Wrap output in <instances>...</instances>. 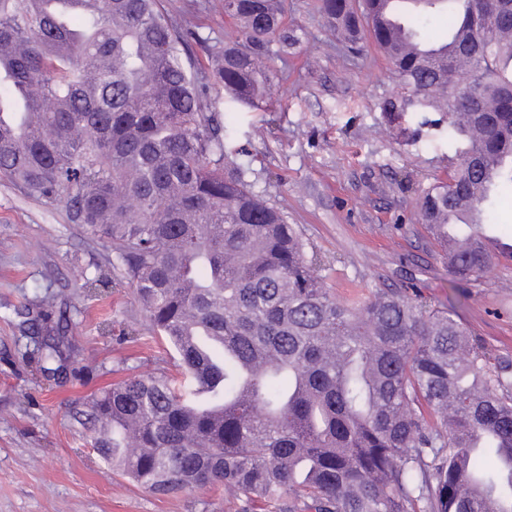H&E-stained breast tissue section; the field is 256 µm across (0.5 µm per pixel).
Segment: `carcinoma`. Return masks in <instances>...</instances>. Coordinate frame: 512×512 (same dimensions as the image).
I'll return each mask as SVG.
<instances>
[{
	"label": "carcinoma",
	"instance_id": "1",
	"mask_svg": "<svg viewBox=\"0 0 512 512\" xmlns=\"http://www.w3.org/2000/svg\"><path fill=\"white\" fill-rule=\"evenodd\" d=\"M0 0V177L63 201L112 243L179 376H132L93 399V450L168 496L232 488L242 512H512V361L471 338L452 306L377 288L338 301L317 253L230 159L204 99L189 23L160 0ZM320 0L350 49L369 35L397 83L385 102L448 117V174L416 208L444 267L477 280L500 260L488 234L512 199V0ZM288 0H224L238 37L213 53L228 102L255 106L279 78ZM446 9L430 39L416 24ZM60 359L67 325L27 311ZM205 396L219 413L195 412Z\"/></svg>",
	"mask_w": 512,
	"mask_h": 512
}]
</instances>
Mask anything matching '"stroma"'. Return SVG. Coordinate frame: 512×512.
<instances>
[{"mask_svg":"<svg viewBox=\"0 0 512 512\" xmlns=\"http://www.w3.org/2000/svg\"><path fill=\"white\" fill-rule=\"evenodd\" d=\"M315 0H288L296 42L270 91L272 109L226 113L234 161L256 191L298 225L337 299L390 286L454 305L474 340L512 358V264L476 282H453L419 221L421 189L448 171V128L415 133L384 110L396 84L373 47L350 55L331 42ZM193 18L205 97L224 111L209 51L233 29L223 0H162ZM112 248L86 240L63 203L36 200L0 179V512H240L233 493L161 496L117 475L89 443L86 405L133 375L171 374L172 352L148 328L129 286L84 296L78 280L111 273ZM40 303L66 319L70 355L46 379L18 308Z\"/></svg>","mask_w":512,"mask_h":512,"instance_id":"stroma-1","label":"stroma"}]
</instances>
